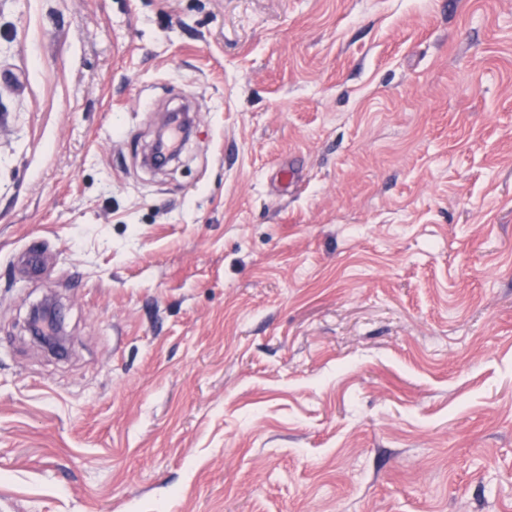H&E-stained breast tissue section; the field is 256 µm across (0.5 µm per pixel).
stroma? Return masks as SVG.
Listing matches in <instances>:
<instances>
[{
	"mask_svg": "<svg viewBox=\"0 0 512 512\" xmlns=\"http://www.w3.org/2000/svg\"><path fill=\"white\" fill-rule=\"evenodd\" d=\"M0 512H512V0H0Z\"/></svg>",
	"mask_w": 512,
	"mask_h": 512,
	"instance_id": "obj_1",
	"label": "stroma"
}]
</instances>
